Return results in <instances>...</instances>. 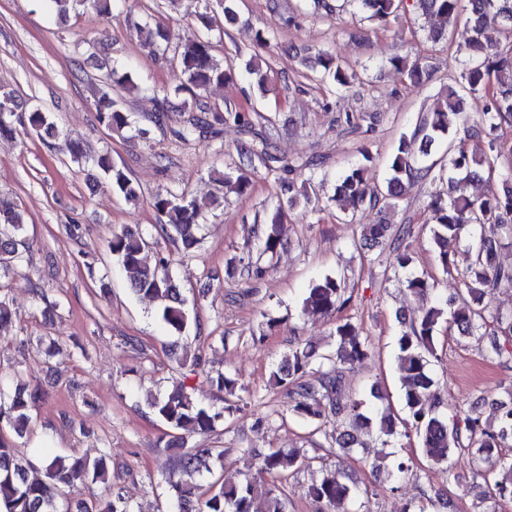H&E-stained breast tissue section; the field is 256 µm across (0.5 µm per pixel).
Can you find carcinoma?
Returning <instances> with one entry per match:
<instances>
[{
    "instance_id": "cac0c4a2",
    "label": "carcinoma",
    "mask_w": 512,
    "mask_h": 512,
    "mask_svg": "<svg viewBox=\"0 0 512 512\" xmlns=\"http://www.w3.org/2000/svg\"><path fill=\"white\" fill-rule=\"evenodd\" d=\"M46 10L59 20L81 8H91L107 15L118 11L125 0H43ZM368 13L372 21L385 22L397 10L396 0H351ZM423 14L442 20L441 27L430 31L434 41L448 39L459 16L466 18L472 35L474 53L460 61L459 88L449 87L448 92L437 98L433 110L420 117L411 136H402L390 165V177L385 187L366 184L365 167H352L337 185V192L347 198L352 209L365 206L385 208L400 199L407 190L425 178L434 168L426 166L410 153L411 144L422 138L424 155L440 141H458L448 149V189L432 195L428 208L436 224L433 230L435 258L446 275H457L463 289L457 297L442 300L433 295L434 284L414 273L406 277L409 293L419 301L432 299V304L422 308L421 316L410 321L398 337L399 355L397 369L400 373L407 418H398L388 407L366 414L367 401L351 399L346 395L342 365L361 360L371 351L370 337L348 318L338 316L351 302L344 297L336 279L326 276L312 284L304 300V307L324 315L336 316L333 332L336 349L318 352L312 345L295 346L288 350L270 374L271 384L286 388L292 395L288 414L316 429L326 423H336L331 442L343 451L364 448L358 432L366 430L376 435L381 445L399 437L416 438L423 454L431 464L444 467L452 456L468 455L476 468V475L489 471L498 473L491 494L498 500H512V393L508 398L493 400L488 404L495 419L491 426L483 421V412L471 409L451 415L438 411L432 388L435 384L428 366L436 355V330L442 317H447L448 333L475 336L483 344L487 357L512 361V312L493 311L489 305L492 291L503 283L512 284V269L495 263L499 250L512 245V176L509 185L500 191L475 197L468 185L483 169L493 170L495 160L504 146L499 140L503 125L512 126V53L494 57L483 54L484 44L494 34L512 32V0H414ZM144 42L150 47L169 42V30L157 25L140 27ZM179 72L175 75L174 95L186 93L199 99L202 92L213 84L222 85L233 80V72L224 68L212 55V46L204 36L179 41L175 45ZM315 62L322 79L335 91L348 87L353 75L343 69L336 58L325 51L317 52ZM394 69L407 74L411 82L422 84L428 71L417 62H409L402 55L390 58ZM488 98L480 120L462 128L454 121L465 108L466 97ZM13 93H0V139H15L20 134H34L43 141L57 140L60 132L48 113L32 108L23 116L14 111ZM97 119L110 132L120 134L131 126L122 102L107 92L96 101ZM200 115L184 122L178 131L180 138L189 140L201 136L207 129L231 119L240 124L245 114L228 110L224 113L207 107H197ZM248 166L254 161L275 162L266 141L250 143L241 150ZM112 190L131 204L140 201V189L124 170L102 156L94 163ZM157 227L179 242L186 253L199 243L198 231L201 208L184 196L168 192L153 198ZM284 216L277 208L265 229L263 252L274 253L278 244L276 224ZM493 224L506 230V236L488 237L483 234L473 238L468 245L469 263L461 271L448 254V239L456 238L470 227L482 228ZM23 215L10 203L0 199V279L14 275L26 262L29 244L23 236ZM410 229L391 230L389 224H364L361 230L363 248L372 250L388 246L393 257L392 266L407 269L413 262L405 237ZM109 249L117 261L134 295H142L158 303V319L171 335L182 336L190 329L200 330L197 316L191 315L179 285L169 273L170 260L163 257L150 266L145 261L146 233L139 227H125L112 235ZM206 382L225 394V411L238 413L241 407L235 402L237 382L224 374L206 375ZM37 394L25 388H14L0 378V425L23 438L31 422L30 412ZM156 417L172 430L206 434L212 430L219 414L195 402L185 392L181 381L152 403ZM180 448L178 467L169 485L177 501L178 512H288V497L281 479L309 465L307 457L295 448H270L259 452L255 448L242 449V455L257 460L256 468H247L236 483L215 479L203 489L195 476L212 473L209 464L211 449H184V438L175 435L169 443ZM109 455L105 452L91 459L68 457L46 452L33 462L26 459L12 442L0 436V512H134L133 507L119 495L94 501H81L76 508L60 506V500L75 491L77 484L109 481ZM358 487L346 481L342 472L326 470L313 482L309 495L319 504L321 512L334 510L355 502ZM262 508H256V504Z\"/></svg>"
}]
</instances>
